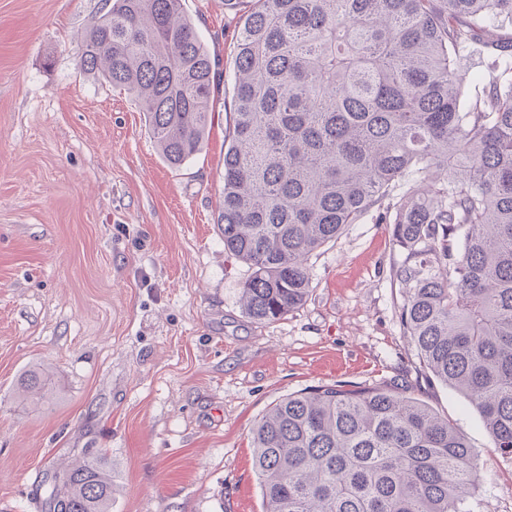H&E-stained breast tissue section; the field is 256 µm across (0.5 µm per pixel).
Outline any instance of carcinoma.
Wrapping results in <instances>:
<instances>
[{"mask_svg":"<svg viewBox=\"0 0 512 512\" xmlns=\"http://www.w3.org/2000/svg\"><path fill=\"white\" fill-rule=\"evenodd\" d=\"M241 15L224 149V250L251 269L245 312L273 323L311 288L308 256L374 211L403 260L399 322L420 364L512 456V0H224ZM80 68L136 96L164 160L207 132L215 63L181 0H112ZM497 51L469 93L464 59ZM48 371L22 377L44 398ZM263 512H467L479 465L404 386H317L252 430ZM112 459L55 476L53 512H112Z\"/></svg>","mask_w":512,"mask_h":512,"instance_id":"obj_1","label":"carcinoma"}]
</instances>
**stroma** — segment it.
Listing matches in <instances>:
<instances>
[{
	"mask_svg": "<svg viewBox=\"0 0 512 512\" xmlns=\"http://www.w3.org/2000/svg\"><path fill=\"white\" fill-rule=\"evenodd\" d=\"M219 62L209 134L168 165L138 100L84 74L106 0H0V512H50L63 461L112 458V512H262L251 431L277 400L382 382L454 421L480 462L468 512H512V458L403 336L390 225L315 251L306 302L260 324L224 251V136L238 18L182 0ZM54 379L24 402L35 365Z\"/></svg>",
	"mask_w": 512,
	"mask_h": 512,
	"instance_id": "obj_1",
	"label": "stroma"
}]
</instances>
